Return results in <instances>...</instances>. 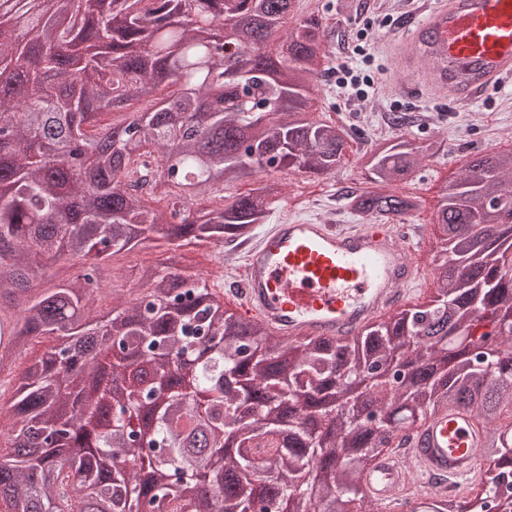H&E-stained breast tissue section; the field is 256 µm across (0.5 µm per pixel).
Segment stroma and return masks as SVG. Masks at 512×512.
Instances as JSON below:
<instances>
[{
  "label": "stroma",
  "mask_w": 512,
  "mask_h": 512,
  "mask_svg": "<svg viewBox=\"0 0 512 512\" xmlns=\"http://www.w3.org/2000/svg\"><path fill=\"white\" fill-rule=\"evenodd\" d=\"M436 0H297L298 14L318 16L326 29L327 48L339 56L348 38L365 30L364 45L372 56L373 69L381 70L382 81L374 95L348 102L344 89L332 73L318 81L311 116L333 121L344 131L347 149L335 174L315 178L280 168L264 172V179L281 184L284 198L274 204L266 223L301 214L333 217L340 224L363 223V216L349 205L348 196L370 188L364 169V154L379 144L403 136L415 145H434L435 156L423 158L408 181L401 184L404 194L417 199L418 209L397 217V224L422 230L431 252L444 250L441 234L432 215L441 189L476 155L512 150V81L508 80L469 105L457 104L451 96L420 89L407 96L393 53L422 12ZM405 117L406 123L394 126L392 117ZM228 249L207 242L170 244L157 239L110 256L102 262L104 285L116 289L137 288V272L162 259L175 258L183 273L223 285L220 272Z\"/></svg>",
  "instance_id": "35a3bbf8"
}]
</instances>
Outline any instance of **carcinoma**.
Here are the masks:
<instances>
[{"label":"carcinoma","mask_w":512,"mask_h":512,"mask_svg":"<svg viewBox=\"0 0 512 512\" xmlns=\"http://www.w3.org/2000/svg\"><path fill=\"white\" fill-rule=\"evenodd\" d=\"M296 0H0V375L20 373L0 512H361L360 475L402 448L428 411L463 404L489 466L421 512H485L512 484V152L475 157L441 190L444 299L341 343L271 339L172 262L138 271L141 296L93 313L99 265L146 233L217 246L248 237L281 199L276 167L327 176L344 159L333 122L308 112L328 53ZM203 18L209 26H197ZM276 42L275 53L267 51ZM124 113L118 124L101 117ZM430 147L400 137L367 154L364 217L415 201L388 191ZM237 183L250 188L224 194ZM62 258L75 271L34 284ZM406 373L401 383L390 366ZM77 495V507L69 504Z\"/></svg>","instance_id":"1"}]
</instances>
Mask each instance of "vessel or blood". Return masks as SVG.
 <instances>
[{"label": "vessel or blood", "instance_id": "1", "mask_svg": "<svg viewBox=\"0 0 512 512\" xmlns=\"http://www.w3.org/2000/svg\"><path fill=\"white\" fill-rule=\"evenodd\" d=\"M397 64L409 88L426 82L460 103L512 75V0H437L411 29ZM424 234L390 224H334L284 218L239 250L231 268L236 309L274 336L341 341L410 305L428 266ZM485 429L474 410L429 412L414 428L400 469L375 466L361 479L378 512H403L401 473L414 474L429 501L434 481L464 487L482 467Z\"/></svg>", "mask_w": 512, "mask_h": 512}]
</instances>
